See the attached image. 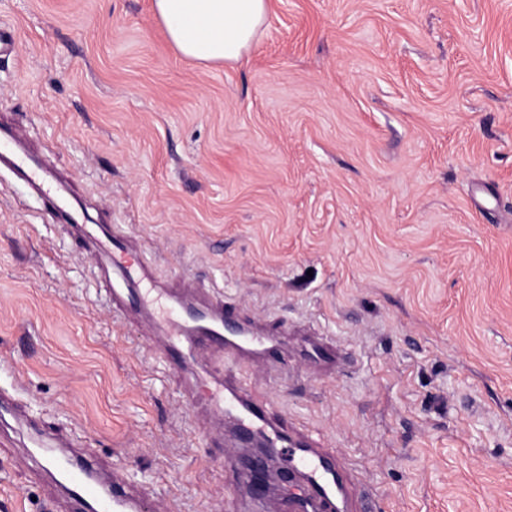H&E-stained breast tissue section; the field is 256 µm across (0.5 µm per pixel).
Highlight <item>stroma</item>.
Wrapping results in <instances>:
<instances>
[{
  "instance_id": "stroma-1",
  "label": "stroma",
  "mask_w": 512,
  "mask_h": 512,
  "mask_svg": "<svg viewBox=\"0 0 512 512\" xmlns=\"http://www.w3.org/2000/svg\"><path fill=\"white\" fill-rule=\"evenodd\" d=\"M0 128L163 283L313 326L321 376L226 356L335 449L362 512H512V0H270L246 58L180 55L152 0H0ZM101 263L0 163V390L74 434L148 512H225L247 451L116 320ZM26 434L0 512H63ZM294 336L300 355L316 373L328 376L342 368L344 354L335 341L311 329H301Z\"/></svg>"
}]
</instances>
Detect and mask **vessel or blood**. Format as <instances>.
Wrapping results in <instances>:
<instances>
[{"instance_id": "obj_1", "label": "vessel or blood", "mask_w": 512, "mask_h": 512, "mask_svg": "<svg viewBox=\"0 0 512 512\" xmlns=\"http://www.w3.org/2000/svg\"><path fill=\"white\" fill-rule=\"evenodd\" d=\"M13 163L31 185L49 189L51 182L39 161L18 155ZM59 213L65 226L81 229L96 255L122 275L125 287L113 289L110 298L113 314L145 318L160 359L181 378L189 399L200 401L210 412L213 432L223 433L230 422L242 429L245 440L258 439L268 447L286 442V481L300 489L299 495L288 497L286 512H350L352 483L334 449L286 440L282 426L270 419L267 403L243 389L225 386L223 375L211 365L218 353L254 356L280 365L284 329L247 319L213 289L194 283L162 285L146 253L130 246L120 230L109 224H80L77 211L69 208H60ZM295 340L300 355L316 373L328 376L342 368L344 354L332 339L302 329ZM25 418L16 395L1 390L0 426ZM34 445L45 449L46 473L64 499L77 505V512H144L145 494L119 479L103 480L93 461L65 451L59 435L39 431Z\"/></svg>"}]
</instances>
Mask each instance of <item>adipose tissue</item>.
<instances>
[{"mask_svg":"<svg viewBox=\"0 0 512 512\" xmlns=\"http://www.w3.org/2000/svg\"><path fill=\"white\" fill-rule=\"evenodd\" d=\"M173 47L201 63H236L267 19L268 0H153Z\"/></svg>","mask_w":512,"mask_h":512,"instance_id":"adipose-tissue-1","label":"adipose tissue"}]
</instances>
